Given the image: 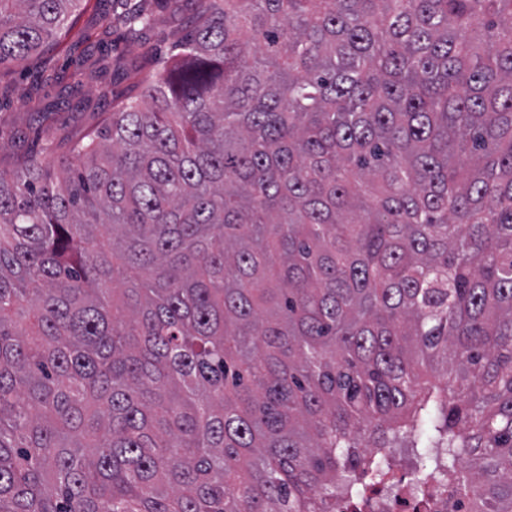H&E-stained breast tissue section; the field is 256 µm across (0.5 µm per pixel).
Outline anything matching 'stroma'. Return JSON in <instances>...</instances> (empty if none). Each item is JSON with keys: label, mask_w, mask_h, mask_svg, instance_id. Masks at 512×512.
Here are the masks:
<instances>
[{"label": "stroma", "mask_w": 512, "mask_h": 512, "mask_svg": "<svg viewBox=\"0 0 512 512\" xmlns=\"http://www.w3.org/2000/svg\"><path fill=\"white\" fill-rule=\"evenodd\" d=\"M137 12L149 25L126 23ZM192 16L191 0H80L46 51L0 67V169L39 153L63 156L68 140L101 129L175 54Z\"/></svg>", "instance_id": "35a3bbf8"}]
</instances>
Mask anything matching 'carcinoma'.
<instances>
[{
    "label": "carcinoma",
    "instance_id": "1",
    "mask_svg": "<svg viewBox=\"0 0 512 512\" xmlns=\"http://www.w3.org/2000/svg\"><path fill=\"white\" fill-rule=\"evenodd\" d=\"M78 0H0V65ZM0 170V512H512V0H195Z\"/></svg>",
    "mask_w": 512,
    "mask_h": 512
}]
</instances>
